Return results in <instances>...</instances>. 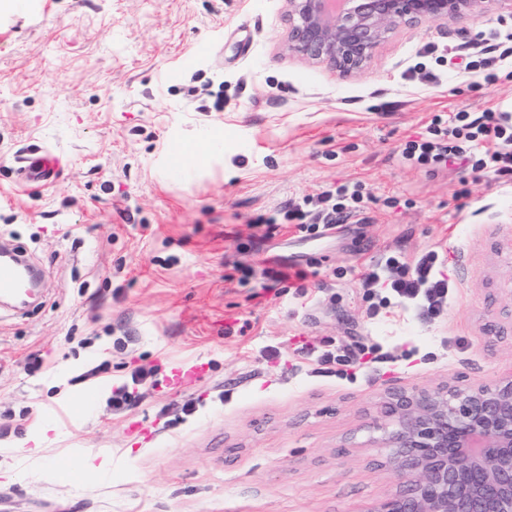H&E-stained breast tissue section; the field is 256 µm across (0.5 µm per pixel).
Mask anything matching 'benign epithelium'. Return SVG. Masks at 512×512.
<instances>
[{"label": "benign epithelium", "mask_w": 512, "mask_h": 512, "mask_svg": "<svg viewBox=\"0 0 512 512\" xmlns=\"http://www.w3.org/2000/svg\"><path fill=\"white\" fill-rule=\"evenodd\" d=\"M285 0V55L348 76L399 27L461 21L512 0ZM396 489L363 512H512V373L492 383L392 387L368 425Z\"/></svg>", "instance_id": "1"}]
</instances>
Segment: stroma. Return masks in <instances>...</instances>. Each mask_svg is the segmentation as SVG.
<instances>
[{
	"label": "stroma",
	"mask_w": 512,
	"mask_h": 512,
	"mask_svg": "<svg viewBox=\"0 0 512 512\" xmlns=\"http://www.w3.org/2000/svg\"><path fill=\"white\" fill-rule=\"evenodd\" d=\"M287 30L284 0H25L0 14V246L43 270L29 307L0 305V450L51 438L45 467L0 477V512H361L398 483L365 445L386 389L512 374V172L402 154L434 117L512 113V63L491 86L461 67L512 38V12L399 28L351 77L283 55ZM205 84L223 111L188 95ZM39 150L66 167L20 181ZM356 182L373 199L335 240L292 228L257 251L235 237ZM430 249L454 283L444 315L370 317L350 268ZM271 254L313 273L256 293ZM323 338L360 367L303 359ZM196 362L200 379L165 388ZM137 367L151 372L141 402L112 413ZM98 451L111 474L78 468ZM206 371L205 365H182L177 364L171 369L170 376L164 378L163 383L173 389L187 387L192 381Z\"/></svg>",
	"instance_id": "1"
}]
</instances>
